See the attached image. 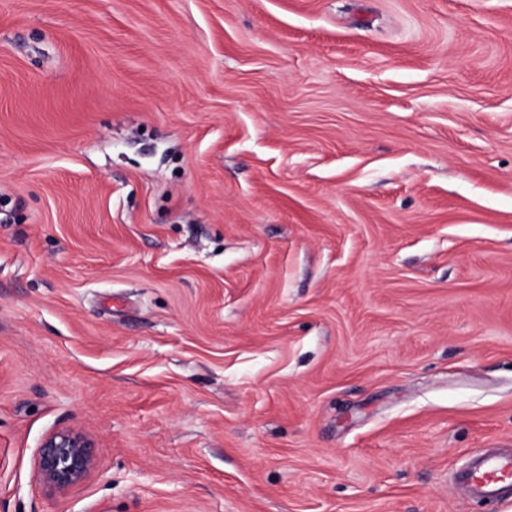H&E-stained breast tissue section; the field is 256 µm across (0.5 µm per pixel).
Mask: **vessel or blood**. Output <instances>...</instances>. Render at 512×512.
Instances as JSON below:
<instances>
[{
	"label": "vessel or blood",
	"mask_w": 512,
	"mask_h": 512,
	"mask_svg": "<svg viewBox=\"0 0 512 512\" xmlns=\"http://www.w3.org/2000/svg\"><path fill=\"white\" fill-rule=\"evenodd\" d=\"M469 498L490 512L512 499V448H497L472 455L453 474Z\"/></svg>",
	"instance_id": "obj_1"
}]
</instances>
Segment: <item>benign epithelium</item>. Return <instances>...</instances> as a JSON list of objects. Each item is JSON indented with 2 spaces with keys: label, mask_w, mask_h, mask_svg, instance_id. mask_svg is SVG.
Segmentation results:
<instances>
[{
  "label": "benign epithelium",
  "mask_w": 512,
  "mask_h": 512,
  "mask_svg": "<svg viewBox=\"0 0 512 512\" xmlns=\"http://www.w3.org/2000/svg\"><path fill=\"white\" fill-rule=\"evenodd\" d=\"M94 463L92 442L74 429H60L48 434L36 456L40 480L59 492L81 482Z\"/></svg>",
  "instance_id": "obj_1"
}]
</instances>
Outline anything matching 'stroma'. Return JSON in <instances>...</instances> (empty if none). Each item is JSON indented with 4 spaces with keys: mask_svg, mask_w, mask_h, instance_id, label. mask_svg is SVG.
I'll list each match as a JSON object with an SVG mask.
<instances>
[{
    "mask_svg": "<svg viewBox=\"0 0 512 512\" xmlns=\"http://www.w3.org/2000/svg\"><path fill=\"white\" fill-rule=\"evenodd\" d=\"M500 447L512 0H0V512H482ZM94 463L92 442L84 433L74 429H60L48 434L36 456L40 480L59 492L81 482ZM468 497L490 512L500 503L512 500V448H497L472 455L453 473Z\"/></svg>",
    "mask_w": 512,
    "mask_h": 512,
    "instance_id": "stroma-1",
    "label": "stroma"
}]
</instances>
